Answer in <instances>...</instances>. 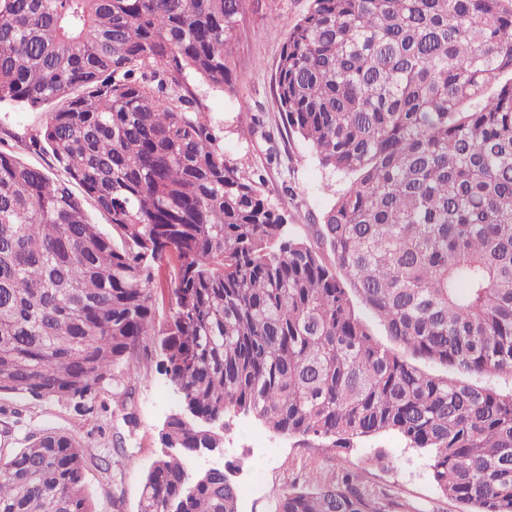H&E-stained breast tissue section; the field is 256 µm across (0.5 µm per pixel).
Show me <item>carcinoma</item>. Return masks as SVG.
I'll list each match as a JSON object with an SVG mask.
<instances>
[{
    "mask_svg": "<svg viewBox=\"0 0 512 512\" xmlns=\"http://www.w3.org/2000/svg\"><path fill=\"white\" fill-rule=\"evenodd\" d=\"M244 2L0 0V103L44 110L29 147L57 170L0 149V395L110 381L129 398L151 341L182 410L137 512H239L229 469L185 466L222 447L231 411L330 448L395 432L465 512H512V392L468 381L512 378V0H311L273 84L286 133L345 179L317 229L330 259L224 158L186 81L228 82ZM89 455L28 434L0 452V512H94ZM272 496L275 512L400 507L342 465ZM154 288H157L159 294V305H158V321L162 322L167 313V306L163 307L161 301V291L165 294L173 288V281L171 282L170 270L165 263H161L155 266L154 270Z\"/></svg>",
    "mask_w": 512,
    "mask_h": 512,
    "instance_id": "carcinoma-1",
    "label": "carcinoma"
}]
</instances>
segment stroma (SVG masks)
I'll use <instances>...</instances> for the list:
<instances>
[{
    "instance_id": "stroma-1",
    "label": "stroma",
    "mask_w": 512,
    "mask_h": 512,
    "mask_svg": "<svg viewBox=\"0 0 512 512\" xmlns=\"http://www.w3.org/2000/svg\"><path fill=\"white\" fill-rule=\"evenodd\" d=\"M310 0H246L233 43V79L224 88L203 85L195 89L201 111L224 127V155L246 171L264 174L262 189L287 219L289 234L316 243L309 217L328 209L342 182L322 167L301 139L287 136L273 93V79L289 31L308 12ZM264 113L273 141L262 135L246 136L256 113ZM41 111L0 103V139L26 163L48 168V156L31 151L29 138L40 127ZM276 160H269V151ZM158 352H150L148 376L132 398L105 386L92 400L53 402L4 394L0 396V448H21L27 433L42 430L74 436L89 446L84 483L95 512H137L145 471L161 450L159 432L178 411L174 391L156 370ZM133 407L137 422L126 425V407ZM127 453L110 456L115 440ZM224 459L231 462L238 486L239 512H273V488L303 482L312 473L332 479L337 463L367 469L376 488L386 490L406 512H460L446 499L431 477L427 453L408 447L394 433L362 439L355 448L336 453L332 448L306 444L277 435L249 415L228 414L224 427Z\"/></svg>"
}]
</instances>
